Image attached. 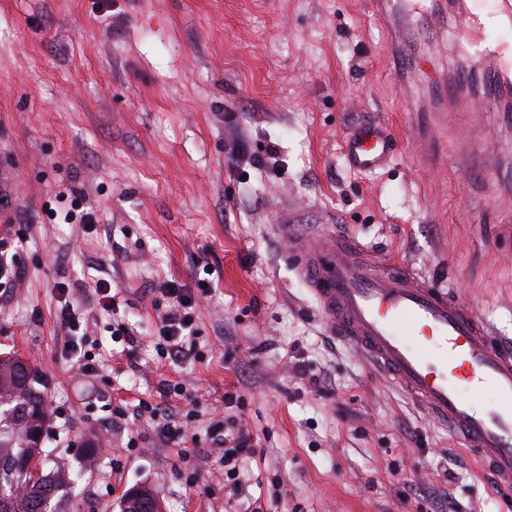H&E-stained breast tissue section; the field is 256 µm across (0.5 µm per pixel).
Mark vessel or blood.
Here are the masks:
<instances>
[{"mask_svg": "<svg viewBox=\"0 0 512 512\" xmlns=\"http://www.w3.org/2000/svg\"><path fill=\"white\" fill-rule=\"evenodd\" d=\"M371 9L390 34L405 80L431 88L445 111L494 112L512 123V70L491 61L475 72L432 78L415 52L451 24L462 53L479 54L486 36L469 0H429L424 10L411 0H371ZM394 142L387 127L365 122L346 137L344 155L356 170L379 169ZM296 269L330 332L461 437L512 490V342L495 336L447 287L408 267L365 259L355 241L332 234L297 250ZM487 389L493 402L480 398Z\"/></svg>", "mask_w": 512, "mask_h": 512, "instance_id": "obj_1", "label": "vessel or blood"}]
</instances>
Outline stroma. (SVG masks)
<instances>
[{
	"label": "stroma",
	"mask_w": 512,
	"mask_h": 512,
	"mask_svg": "<svg viewBox=\"0 0 512 512\" xmlns=\"http://www.w3.org/2000/svg\"><path fill=\"white\" fill-rule=\"evenodd\" d=\"M389 65L369 0H0V235L23 239L0 354L37 370L42 466L68 470L76 500L120 512L137 485L162 512H512L459 438L329 335L278 231L290 219L305 247L349 235L512 341V131L480 113L418 122ZM361 120L397 140L373 175L342 152ZM77 201L95 223H66ZM173 280L195 298L202 359L158 345ZM61 282L101 361L90 376L62 352ZM228 392L256 440L234 497L206 433ZM158 404L192 412L183 446L156 436ZM106 434L111 453L84 466Z\"/></svg>",
	"instance_id": "obj_1"
}]
</instances>
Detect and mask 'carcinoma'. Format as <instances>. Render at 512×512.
I'll return each mask as SVG.
<instances>
[{"mask_svg":"<svg viewBox=\"0 0 512 512\" xmlns=\"http://www.w3.org/2000/svg\"><path fill=\"white\" fill-rule=\"evenodd\" d=\"M44 395L22 359L0 358V512H81L69 498L70 474L29 473L30 457L46 434Z\"/></svg>","mask_w":512,"mask_h":512,"instance_id":"obj_1","label":"carcinoma"}]
</instances>
